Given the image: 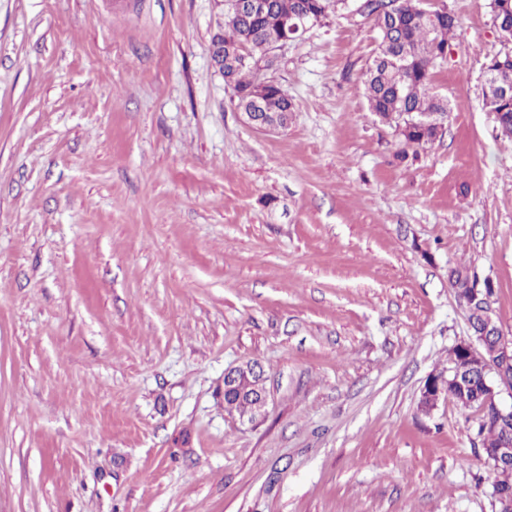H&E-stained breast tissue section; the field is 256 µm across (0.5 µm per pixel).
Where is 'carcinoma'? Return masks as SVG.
I'll use <instances>...</instances> for the list:
<instances>
[{"label":"carcinoma","mask_w":512,"mask_h":512,"mask_svg":"<svg viewBox=\"0 0 512 512\" xmlns=\"http://www.w3.org/2000/svg\"><path fill=\"white\" fill-rule=\"evenodd\" d=\"M493 24L505 37L500 50L487 62V69L495 81L486 83L483 107L494 114L500 134L512 140V0H487ZM363 16L374 23L379 40L376 58L364 72V97L368 110L378 119L393 124L400 131L402 150H416L440 138L438 129L451 112L448 101L432 91L430 70L439 61V55L448 50L456 27L454 15H445L436 22L428 20L424 0H361ZM348 8V0H266L263 14L238 13L227 16L224 29L216 34L224 44V58L245 45L255 53L261 46L281 36L294 40L300 32L284 31L280 26L286 20L293 24L300 17L314 18L321 23L331 14ZM258 60L238 61L224 65V81L237 93L236 101L247 100L251 88L258 80ZM264 111L273 114L294 111L292 99L284 87L270 89ZM449 284L458 301L466 308L472 332L481 333L495 324L492 298L495 290L487 288L478 299H472L477 276L465 267L450 269ZM483 372L476 366L467 368L459 380L448 385V397L464 408L480 413L477 436L481 453L489 457L503 445L512 442V422L500 423L492 407L485 403ZM227 410L238 416L252 418L255 406L245 399L225 398ZM493 493L500 512L512 509V465L493 469Z\"/></svg>","instance_id":"1"}]
</instances>
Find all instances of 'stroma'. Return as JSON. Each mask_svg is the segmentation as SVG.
I'll list each match as a JSON object with an SVG mask.
<instances>
[{"label":"stroma","instance_id":"stroma-1","mask_svg":"<svg viewBox=\"0 0 512 512\" xmlns=\"http://www.w3.org/2000/svg\"><path fill=\"white\" fill-rule=\"evenodd\" d=\"M445 2L452 112L403 159L364 17L276 51L295 112L263 133L212 63L221 0H0V512H497L478 412L418 409L472 339L449 268L512 336L500 43L487 0ZM249 374L258 378L262 385L256 395H251V398L257 400V406L261 411L267 404L268 395L263 384L264 371L258 364H251L249 367L239 365L224 371V392L241 390V382L245 383Z\"/></svg>","mask_w":512,"mask_h":512}]
</instances>
